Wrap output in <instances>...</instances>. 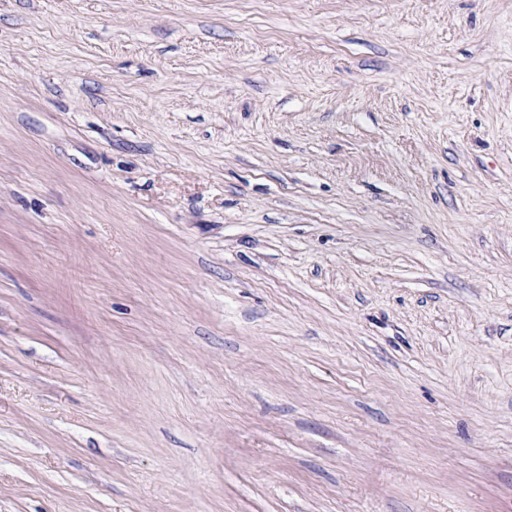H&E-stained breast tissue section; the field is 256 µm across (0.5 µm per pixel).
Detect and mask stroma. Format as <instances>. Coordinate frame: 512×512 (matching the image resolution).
Segmentation results:
<instances>
[{"label": "stroma", "instance_id": "stroma-1", "mask_svg": "<svg viewBox=\"0 0 512 512\" xmlns=\"http://www.w3.org/2000/svg\"><path fill=\"white\" fill-rule=\"evenodd\" d=\"M0 512H512V0H0Z\"/></svg>", "mask_w": 512, "mask_h": 512}]
</instances>
